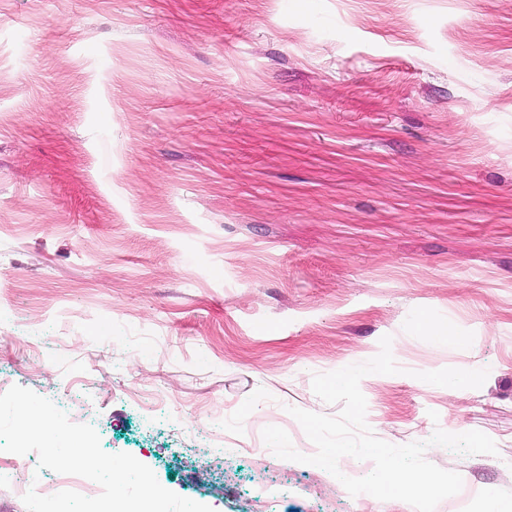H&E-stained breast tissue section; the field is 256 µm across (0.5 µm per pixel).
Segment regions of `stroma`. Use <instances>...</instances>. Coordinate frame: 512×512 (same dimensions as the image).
<instances>
[{
    "instance_id": "35a3bbf8",
    "label": "stroma",
    "mask_w": 512,
    "mask_h": 512,
    "mask_svg": "<svg viewBox=\"0 0 512 512\" xmlns=\"http://www.w3.org/2000/svg\"><path fill=\"white\" fill-rule=\"evenodd\" d=\"M0 308V383L213 512H414L262 450L385 335L375 435L512 501V0H0Z\"/></svg>"
}]
</instances>
